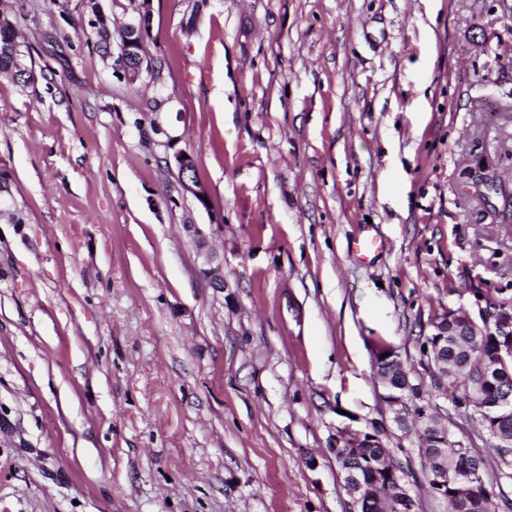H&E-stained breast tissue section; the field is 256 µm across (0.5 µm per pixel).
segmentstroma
Returning a JSON list of instances; mask_svg holds the SVG:
<instances>
[{
  "label": "stroma",
  "mask_w": 512,
  "mask_h": 512,
  "mask_svg": "<svg viewBox=\"0 0 512 512\" xmlns=\"http://www.w3.org/2000/svg\"><path fill=\"white\" fill-rule=\"evenodd\" d=\"M139 8L15 2L0 512H354L334 451L372 430L416 512H448L372 349L496 473L420 345L444 311L512 309V0H149L131 85L89 22ZM187 155V158H183ZM175 165L180 172V184L184 194L193 196L202 206H208L202 196L208 199L207 190L199 183L198 179L194 177V163L189 154L179 153L174 157ZM391 350H393L391 348V345H378L377 349L373 352V355L375 354L377 356V362L375 365L377 375L380 378H383L387 374L388 370L390 371L389 382L387 383L386 386L382 385L385 390L384 399L388 403V405L392 397L396 396L397 393H400L397 384L395 386V383H399L400 385L407 384V378L405 372L401 369V365L397 363L395 364L394 367H390L389 369H387V367L392 362H386L384 361V358H388L390 357V355L381 358V355L383 353L390 352Z\"/></svg>",
  "instance_id": "35a3bbf8"
}]
</instances>
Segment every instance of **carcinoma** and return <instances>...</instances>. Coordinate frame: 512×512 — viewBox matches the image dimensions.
Masks as SVG:
<instances>
[{"mask_svg": "<svg viewBox=\"0 0 512 512\" xmlns=\"http://www.w3.org/2000/svg\"><path fill=\"white\" fill-rule=\"evenodd\" d=\"M14 0H0V74H8L20 83L32 80L33 71L25 63V45L10 24L8 15ZM504 306H493V317L474 321L468 310L457 308L438 317L439 325H448L450 335L443 345L448 347V387L453 390L452 401L457 408L470 412L491 441L497 457L498 478L512 481V410L503 411L497 401L512 392V355L498 353L503 337L496 335V315ZM391 351V346L380 345L376 373L379 377L390 375L384 386V399L391 401L399 393L398 385H408L405 394L414 400L424 392L423 385L407 382L400 364L389 366L381 355ZM422 451L429 467V487L448 501L450 512H495V497L487 490L499 487L485 473V459L480 451L459 440L437 448L427 439ZM336 464L344 476L346 493L357 503L359 512H416V501L405 492L395 490L398 478L405 475L401 464L390 450L381 447L377 434L366 433L356 448L336 449ZM477 471L479 478L460 482L468 473ZM448 476L439 486L437 474ZM362 484L372 491L369 502L358 501L356 486Z\"/></svg>", "mask_w": 512, "mask_h": 512, "instance_id": "obj_1", "label": "carcinoma"}]
</instances>
